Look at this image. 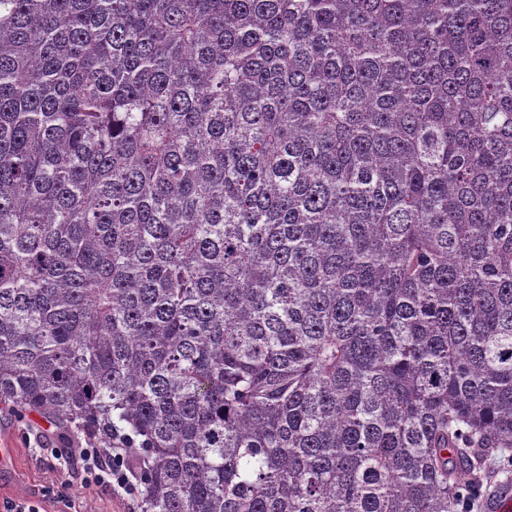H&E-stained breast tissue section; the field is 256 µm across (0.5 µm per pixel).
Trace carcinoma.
Masks as SVG:
<instances>
[{
    "label": "carcinoma",
    "mask_w": 512,
    "mask_h": 512,
    "mask_svg": "<svg viewBox=\"0 0 512 512\" xmlns=\"http://www.w3.org/2000/svg\"><path fill=\"white\" fill-rule=\"evenodd\" d=\"M140 512H462L512 451V0H0V403Z\"/></svg>",
    "instance_id": "obj_1"
}]
</instances>
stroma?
Returning <instances> with one entry per match:
<instances>
[{
	"instance_id": "35a3bbf8",
	"label": "stroma",
	"mask_w": 512,
	"mask_h": 512,
	"mask_svg": "<svg viewBox=\"0 0 512 512\" xmlns=\"http://www.w3.org/2000/svg\"><path fill=\"white\" fill-rule=\"evenodd\" d=\"M47 442L59 456L71 459L89 439L59 432L56 425L37 413L21 416L11 407L0 405V448L13 451L11 460L0 467V502L35 499L43 512H134L135 503L123 497L81 487L75 479L62 484L58 473L46 463L42 446Z\"/></svg>"
}]
</instances>
